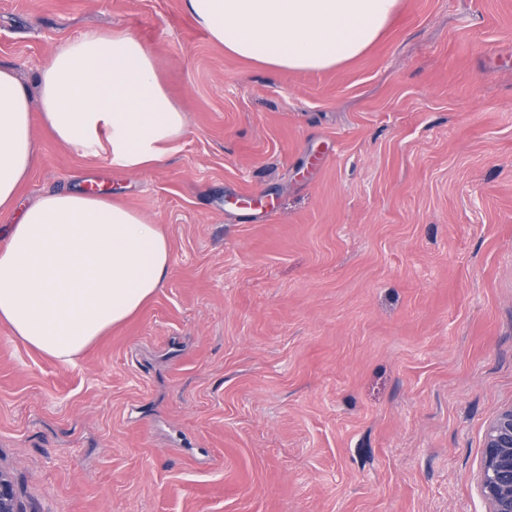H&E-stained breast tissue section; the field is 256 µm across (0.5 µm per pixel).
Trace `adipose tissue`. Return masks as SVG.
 Segmentation results:
<instances>
[{"mask_svg":"<svg viewBox=\"0 0 512 512\" xmlns=\"http://www.w3.org/2000/svg\"><path fill=\"white\" fill-rule=\"evenodd\" d=\"M194 24L225 50L274 68L325 70L364 53L398 0H183ZM60 144L102 153L137 172L164 160L185 117L156 58L127 31L63 42L29 92L0 66V322L62 363L136 314L167 280L170 248L158 225L104 197L55 191L22 204L36 159L33 114Z\"/></svg>","mask_w":512,"mask_h":512,"instance_id":"ef3b65f1","label":"adipose tissue"}]
</instances>
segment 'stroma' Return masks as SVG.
<instances>
[{
    "instance_id": "35a3bbf8",
    "label": "stroma",
    "mask_w": 512,
    "mask_h": 512,
    "mask_svg": "<svg viewBox=\"0 0 512 512\" xmlns=\"http://www.w3.org/2000/svg\"><path fill=\"white\" fill-rule=\"evenodd\" d=\"M127 30L186 114L138 172L33 120L24 202L99 188L168 279L72 364L0 324V471L23 512H486L512 405V0H400L322 71L224 50L182 0H0L28 89ZM478 484L489 512H512V406L487 425Z\"/></svg>"
}]
</instances>
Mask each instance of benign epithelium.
<instances>
[{
  "label": "benign epithelium",
  "instance_id": "1",
  "mask_svg": "<svg viewBox=\"0 0 512 512\" xmlns=\"http://www.w3.org/2000/svg\"><path fill=\"white\" fill-rule=\"evenodd\" d=\"M478 484L489 512H512V406L500 411L487 425ZM0 512H19L13 481L2 472Z\"/></svg>",
  "mask_w": 512,
  "mask_h": 512
}]
</instances>
